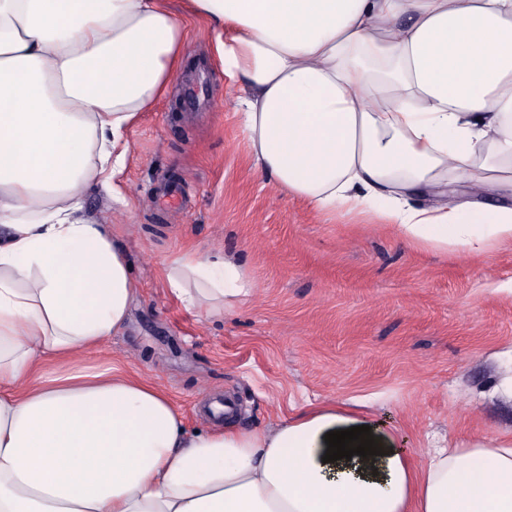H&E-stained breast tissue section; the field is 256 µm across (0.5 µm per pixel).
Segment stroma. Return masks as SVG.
<instances>
[{
    "label": "stroma",
    "mask_w": 512,
    "mask_h": 512,
    "mask_svg": "<svg viewBox=\"0 0 512 512\" xmlns=\"http://www.w3.org/2000/svg\"><path fill=\"white\" fill-rule=\"evenodd\" d=\"M181 13L186 46L168 94L127 132L110 194L89 200L140 282L127 325L104 354L156 382L188 425L232 400L242 427L334 404L393 427L400 447L429 439H512V241L476 254L404 241L363 214L315 210L256 171L207 24ZM173 178L175 204L155 186ZM186 251L236 256L253 297L209 320L167 288Z\"/></svg>",
    "instance_id": "35a3bbf8"
}]
</instances>
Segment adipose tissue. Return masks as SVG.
<instances>
[{
	"label": "adipose tissue",
	"mask_w": 512,
	"mask_h": 512,
	"mask_svg": "<svg viewBox=\"0 0 512 512\" xmlns=\"http://www.w3.org/2000/svg\"><path fill=\"white\" fill-rule=\"evenodd\" d=\"M187 3L245 89L264 175L423 247L512 240V208L483 202L512 188V0ZM184 43L167 0H0V512H512V442L418 465L333 406L193 429L157 384L84 365L140 289L85 201L124 167ZM428 192L436 205L412 204ZM166 281L209 317L253 293L226 254L176 257ZM362 425L380 455L324 462L327 432Z\"/></svg>",
	"instance_id": "adipose-tissue-1"
}]
</instances>
